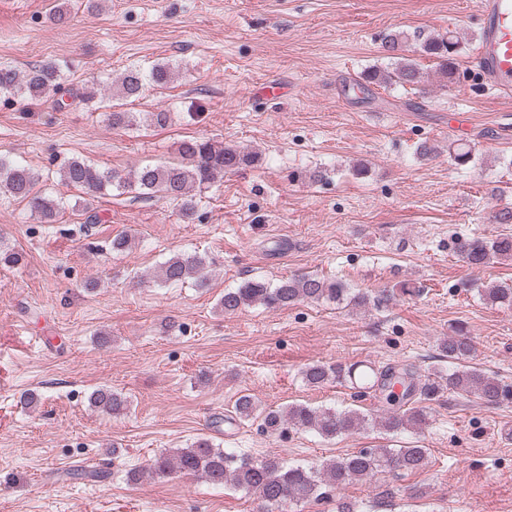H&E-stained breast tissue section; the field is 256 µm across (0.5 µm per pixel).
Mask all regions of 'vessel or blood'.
Here are the masks:
<instances>
[{
    "label": "vessel or blood",
    "mask_w": 512,
    "mask_h": 512,
    "mask_svg": "<svg viewBox=\"0 0 512 512\" xmlns=\"http://www.w3.org/2000/svg\"><path fill=\"white\" fill-rule=\"evenodd\" d=\"M476 63L487 87L512 95V0H478Z\"/></svg>",
    "instance_id": "obj_1"
}]
</instances>
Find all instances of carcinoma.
<instances>
[{
	"instance_id": "cac0c4a2",
	"label": "carcinoma",
	"mask_w": 512,
	"mask_h": 512,
	"mask_svg": "<svg viewBox=\"0 0 512 512\" xmlns=\"http://www.w3.org/2000/svg\"><path fill=\"white\" fill-rule=\"evenodd\" d=\"M408 37L401 33L385 38L386 58L391 66L376 68L364 76L369 84H389L402 87L418 85L422 71L416 60L405 55ZM462 42L453 32L428 35L420 39L419 52L437 61L444 82H456L457 57ZM175 73L168 62H157L146 68L134 66L126 69L118 79V96L134 101L146 85L167 86ZM65 93L63 68L50 62L34 66L21 73L8 66H0V95L20 100L35 99L46 93ZM108 120L112 128L129 127L137 121L132 112L113 111ZM180 161L167 165H146L131 174L122 175L103 169L83 160L73 159L60 171L66 185L90 195H103L108 190L131 193L137 198H151L160 193L175 201L182 218L190 221L196 214L194 191L207 189L224 174L254 165L258 154L237 146L224 145L206 138L181 141L177 148ZM448 154L457 166H467L474 158L472 148L465 143L448 144ZM35 177L21 162L0 155V192L28 203L40 222L53 224L60 213V202L34 191ZM458 250L471 265L482 266L493 259L512 258V235L499 234L494 238H471L459 243ZM24 261L22 252L0 244V267L13 268ZM206 260L197 254H177L161 266L160 279L165 284H176L192 279L197 286H207L204 273ZM417 293L408 281L398 287L378 294H366L347 287L339 281H329L315 275H302L282 279L271 285L261 279H251L224 293L219 301L226 315L242 309L262 305L280 308L297 302L322 300L346 304L353 308L381 309L397 298ZM489 301L512 307V285L500 283L484 291ZM442 356L461 366L441 370L425 378L411 366H369L359 374L363 388L379 393L388 405L385 413L373 418L358 409H314L306 404L288 406L285 411L262 409L249 394H244L234 404V415L239 420H260L268 432H276L287 425L315 432L324 440L379 428L397 433L427 423L426 403L445 394L474 396L487 405H494L505 395L506 388L495 376L464 364L472 355V346L463 328L441 341ZM353 368L343 369L324 363H313L303 371L305 382L312 387H322L346 378ZM92 407L110 415H120L127 409V400L108 388L95 390L90 396ZM428 449L418 446L404 448H363L341 459L321 466L288 465L276 457L261 461L217 448L208 440H198L187 448L163 452L146 466L128 473L135 480L146 474L164 478L172 473L192 475L213 485L232 486L258 494L264 512H285L286 507L318 500L327 489L340 490L346 485L371 477L379 472H417L427 465Z\"/></svg>"
}]
</instances>
